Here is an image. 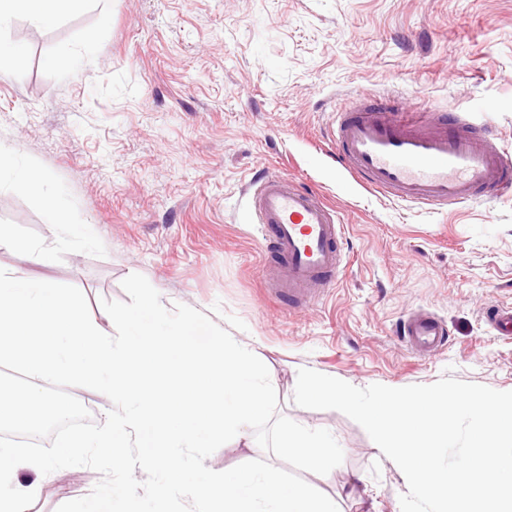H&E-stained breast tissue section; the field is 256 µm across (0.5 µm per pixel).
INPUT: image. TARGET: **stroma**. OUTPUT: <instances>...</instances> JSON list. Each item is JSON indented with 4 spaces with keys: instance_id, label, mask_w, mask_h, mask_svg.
<instances>
[{
    "instance_id": "stroma-1",
    "label": "stroma",
    "mask_w": 512,
    "mask_h": 512,
    "mask_svg": "<svg viewBox=\"0 0 512 512\" xmlns=\"http://www.w3.org/2000/svg\"><path fill=\"white\" fill-rule=\"evenodd\" d=\"M0 34L24 48L0 65V147L48 175L35 192L0 186L15 238L0 267L76 286L106 328L100 302L126 300L133 273L164 306L204 312L267 366L277 415L337 440L343 462L302 477L339 512H401L407 481L358 423L294 404L299 369L359 388L454 377L512 391V336L483 317L512 308V194L442 213L382 200L337 170L323 135L338 102L389 92L471 114L512 150V0H92L52 27L17 12ZM90 34L97 53L76 73L46 66ZM264 171L319 189L347 230L337 283L303 310L266 284L245 192ZM414 312L446 323L445 349L399 341ZM99 479L49 474L35 512Z\"/></svg>"
}]
</instances>
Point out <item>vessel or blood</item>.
Listing matches in <instances>:
<instances>
[{"label": "vessel or blood", "mask_w": 512, "mask_h": 512, "mask_svg": "<svg viewBox=\"0 0 512 512\" xmlns=\"http://www.w3.org/2000/svg\"><path fill=\"white\" fill-rule=\"evenodd\" d=\"M326 137L338 166L381 199L433 211L512 189V158L497 136L456 112L431 115L404 109L399 98L360 95L336 106ZM249 206L275 262L270 288L308 306L340 273L344 227L337 211L313 189L277 174L250 183ZM398 335L421 357L448 343L446 325L431 314L402 319Z\"/></svg>", "instance_id": "1"}]
</instances>
